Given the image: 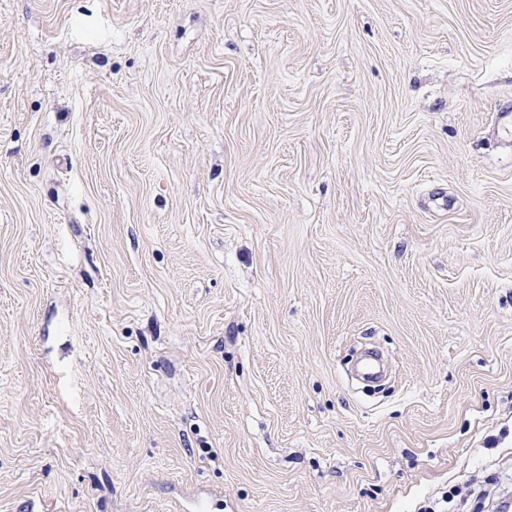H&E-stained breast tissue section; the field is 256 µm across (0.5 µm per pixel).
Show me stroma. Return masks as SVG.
<instances>
[{"instance_id":"35a3bbf8","label":"stroma","mask_w":512,"mask_h":512,"mask_svg":"<svg viewBox=\"0 0 512 512\" xmlns=\"http://www.w3.org/2000/svg\"><path fill=\"white\" fill-rule=\"evenodd\" d=\"M503 101L512 0H0V512L512 500Z\"/></svg>"}]
</instances>
